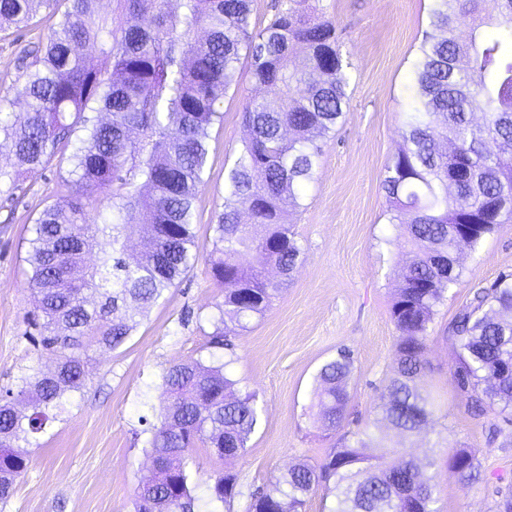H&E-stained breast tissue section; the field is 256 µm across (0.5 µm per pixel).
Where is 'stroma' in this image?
<instances>
[{"mask_svg":"<svg viewBox=\"0 0 512 512\" xmlns=\"http://www.w3.org/2000/svg\"><path fill=\"white\" fill-rule=\"evenodd\" d=\"M336 25L342 53L354 66L347 112L323 146L315 180L292 217L302 248L290 281L266 312L237 330L231 348L210 343L212 317L224 299L209 275L212 226L224 208V172L237 158L246 131L241 110L252 93L250 62L239 63V89L221 109L223 125L209 141L207 185L196 202L198 260L164 300L114 351L90 350L87 378L64 411L30 445V467L5 512H134L138 483L151 471L145 452L147 423L164 403L161 375L175 360L222 363L241 390L254 393L259 421L244 452L225 461L207 448L189 453L197 512H247L249 495L298 461L316 464L340 436L370 425L379 396L396 371L397 331L391 307L404 254L388 240L397 233L385 215L384 167L401 141L406 89L418 41L428 23L430 0H319ZM38 32L0 31V88L23 83ZM68 162L22 174L12 193H0V389L15 387L29 367L51 369L55 357L27 336L33 297L25 261L32 224L56 197ZM460 282L450 291L428 330L425 390L436 407L433 421L403 439L417 460L445 463L465 448L481 465L482 479L462 486L440 472L435 495L440 512H496L512 493V426L497 409L473 417L453 377L456 351L444 333L476 289L512 274V221L501 224L477 248L461 247ZM350 350L352 400L336 433L314 421L316 374ZM231 470L240 493L228 503L209 499L214 476Z\"/></svg>","mask_w":512,"mask_h":512,"instance_id":"obj_1","label":"stroma"}]
</instances>
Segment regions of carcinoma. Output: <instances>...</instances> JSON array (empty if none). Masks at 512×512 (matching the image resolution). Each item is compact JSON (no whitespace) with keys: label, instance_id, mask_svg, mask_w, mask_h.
<instances>
[{"label":"carcinoma","instance_id":"carcinoma-1","mask_svg":"<svg viewBox=\"0 0 512 512\" xmlns=\"http://www.w3.org/2000/svg\"><path fill=\"white\" fill-rule=\"evenodd\" d=\"M0 0V30L35 26L42 11L56 22L38 45L24 83L0 103V149L28 170L45 167L76 127L67 192L44 207L29 239V321L33 345L56 356L55 368H29L0 392V504L30 464L26 446L84 386L80 350H115L140 317L194 265L196 200L205 186L210 130L221 103L250 59L255 93L243 106L247 137L224 175V210L214 225L210 274L224 288L212 343L261 316L287 284L302 250L288 227L315 180L324 140L344 117L352 63L332 21L308 0H288L264 28L251 23L252 0ZM65 9H60V4ZM469 31L457 34L460 17ZM95 116H90V113ZM482 121H474L475 113ZM402 143L385 166L382 189L392 244L408 250L392 319L397 374L380 396L386 429L412 435L434 416L420 385L429 324L460 281L455 232L478 224L476 248L512 219V0H432L416 49L403 111ZM249 222H242V215ZM138 225L146 247L128 250ZM112 251L86 262L98 240ZM456 345L454 376L479 416L499 410L512 423V274L474 293L448 324ZM226 364L190 360L163 370L166 403L146 432L151 475L135 491V512H194L185 462L196 443L220 459L238 457L258 424L255 394L238 389ZM350 352L319 369L316 420L332 431L351 395ZM448 472L465 486L481 479L466 448ZM436 463L406 458L388 434L370 429L342 438L317 465L296 463L251 496L248 512H305L320 487L331 512H439ZM215 501L239 494L237 475L218 473Z\"/></svg>","mask_w":512,"mask_h":512}]
</instances>
